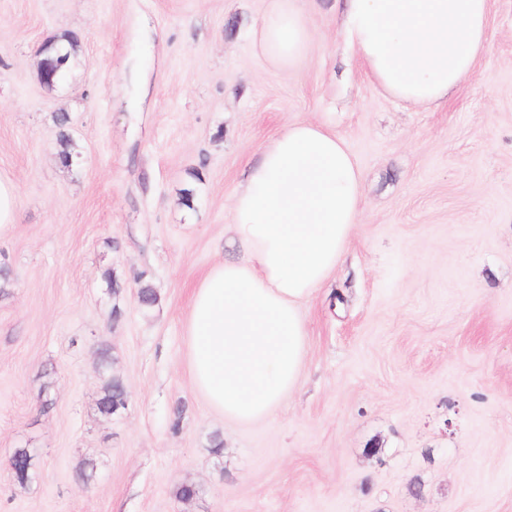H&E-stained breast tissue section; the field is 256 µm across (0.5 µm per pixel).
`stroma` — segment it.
I'll use <instances>...</instances> for the list:
<instances>
[{"mask_svg":"<svg viewBox=\"0 0 512 512\" xmlns=\"http://www.w3.org/2000/svg\"><path fill=\"white\" fill-rule=\"evenodd\" d=\"M267 3L0 0V178L17 200L0 233V512H512V0H491L489 50L438 109L367 76L338 0H307L303 70L273 67L254 48ZM65 31L82 51L49 91L36 50ZM59 112L76 169L57 158ZM314 120L345 138L364 211L302 308L301 384L270 418L230 422L191 388L192 290L242 257L228 226L248 165ZM109 373L129 392L113 416L97 408Z\"/></svg>","mask_w":512,"mask_h":512,"instance_id":"35a3bbf8","label":"stroma"}]
</instances>
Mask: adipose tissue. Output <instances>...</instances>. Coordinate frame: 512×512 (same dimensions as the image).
I'll list each match as a JSON object with an SVG mask.
<instances>
[{
  "instance_id": "adipose-tissue-1",
  "label": "adipose tissue",
  "mask_w": 512,
  "mask_h": 512,
  "mask_svg": "<svg viewBox=\"0 0 512 512\" xmlns=\"http://www.w3.org/2000/svg\"><path fill=\"white\" fill-rule=\"evenodd\" d=\"M490 0H345L342 34L387 94L441 106L489 49ZM315 31L304 0H269L256 50L286 70ZM241 261L222 260L194 288L185 322L191 384L225 419L269 417L302 379V305L335 271L364 199L362 172L329 124L276 134L232 196Z\"/></svg>"
}]
</instances>
